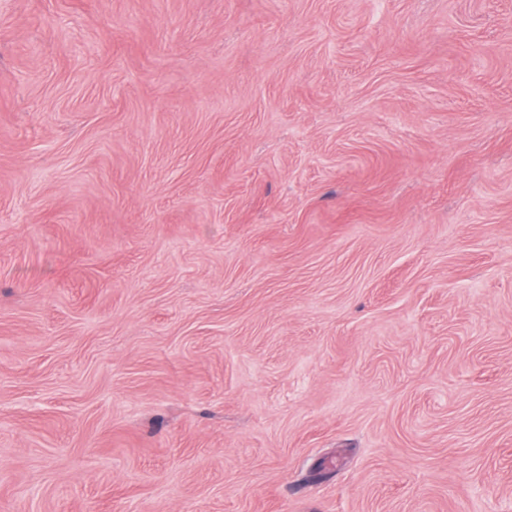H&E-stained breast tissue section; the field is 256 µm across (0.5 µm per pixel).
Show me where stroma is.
<instances>
[{
	"label": "stroma",
	"instance_id": "obj_1",
	"mask_svg": "<svg viewBox=\"0 0 512 512\" xmlns=\"http://www.w3.org/2000/svg\"><path fill=\"white\" fill-rule=\"evenodd\" d=\"M0 512H512V0H0Z\"/></svg>",
	"mask_w": 512,
	"mask_h": 512
}]
</instances>
